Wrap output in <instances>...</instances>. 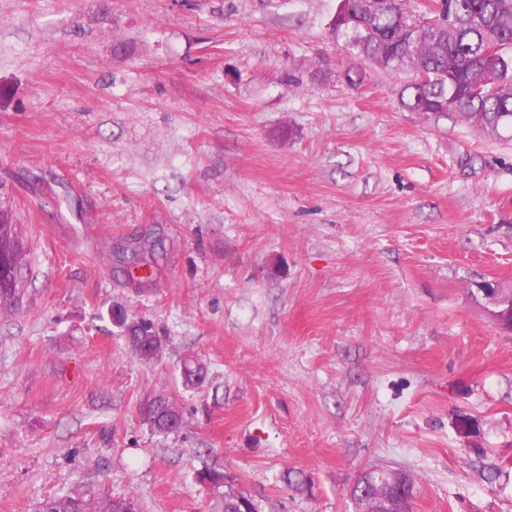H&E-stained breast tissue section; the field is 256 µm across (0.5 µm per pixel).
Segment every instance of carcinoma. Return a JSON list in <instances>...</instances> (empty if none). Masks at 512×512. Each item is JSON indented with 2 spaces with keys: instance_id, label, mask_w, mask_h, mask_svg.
I'll use <instances>...</instances> for the list:
<instances>
[{
  "instance_id": "cac0c4a2",
  "label": "carcinoma",
  "mask_w": 512,
  "mask_h": 512,
  "mask_svg": "<svg viewBox=\"0 0 512 512\" xmlns=\"http://www.w3.org/2000/svg\"><path fill=\"white\" fill-rule=\"evenodd\" d=\"M406 0H382L372 13H365L362 0H342L327 24L329 34L344 43L350 54L365 57L387 71L407 69L414 79L399 92L400 105L410 112L429 118L445 117L461 123L489 138L512 140V124L502 125L503 117L512 118V0H431L423 8L408 9ZM438 15L435 24H423L427 14ZM498 46L499 58L485 66L488 50ZM27 269L24 245L9 213L0 211V309L13 307L21 299ZM125 327V339L133 353L149 361L152 355L142 350L147 339L161 347V337L152 326L127 322L112 315ZM182 375L186 385L201 387L207 371L198 362L187 359ZM156 411L145 413L150 428L167 425L165 405L170 397L154 398ZM365 479L366 502L380 512H409L417 495L416 479L403 469L388 473L368 470ZM196 481L219 488L229 477L204 469ZM41 512H92L90 503L71 495L55 496L42 504ZM103 512H140L132 498H116ZM224 512H258L246 492L224 498Z\"/></svg>"
}]
</instances>
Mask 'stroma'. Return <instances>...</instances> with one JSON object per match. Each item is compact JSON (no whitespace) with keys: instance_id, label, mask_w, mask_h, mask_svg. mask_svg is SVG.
<instances>
[{"instance_id":"1","label":"stroma","mask_w":512,"mask_h":512,"mask_svg":"<svg viewBox=\"0 0 512 512\" xmlns=\"http://www.w3.org/2000/svg\"><path fill=\"white\" fill-rule=\"evenodd\" d=\"M336 5L0 0V208L32 267L0 310V512H222L205 468L259 512H355L395 468L413 512H512V334L479 290L512 284V141L400 108L411 72L332 40ZM111 314L113 320L116 319V322L120 326L125 327L126 336L124 337L130 345L133 353L141 360H151L154 355H150L146 351L142 350V342L144 339H147L160 349L162 345L161 336H157L150 325L138 322L127 323L124 318H120V315H115L113 312ZM90 503L83 498L62 495L48 498L42 504L41 512H92Z\"/></svg>"}]
</instances>
